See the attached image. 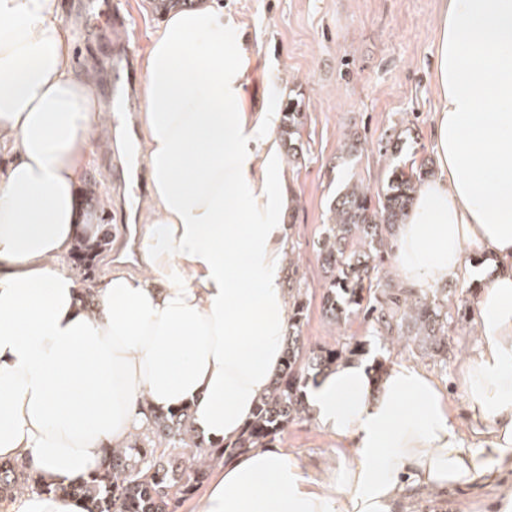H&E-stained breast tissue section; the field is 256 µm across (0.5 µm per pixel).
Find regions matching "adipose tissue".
I'll list each match as a JSON object with an SVG mask.
<instances>
[{"instance_id":"1","label":"adipose tissue","mask_w":512,"mask_h":512,"mask_svg":"<svg viewBox=\"0 0 512 512\" xmlns=\"http://www.w3.org/2000/svg\"><path fill=\"white\" fill-rule=\"evenodd\" d=\"M437 28V172L392 249L421 292L483 256L460 408L412 363H340L305 401L351 461L312 483L259 448L214 468L193 512H403L418 491L512 471V0H444ZM252 65L216 0L165 15L142 60L141 271L112 270L90 307L69 258L96 231L78 188L108 115L73 71L59 0H0V460L76 484L152 412L190 408L211 442L251 420L282 368L294 203L275 109L249 106Z\"/></svg>"}]
</instances>
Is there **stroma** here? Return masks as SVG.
Masks as SVG:
<instances>
[{"instance_id": "1", "label": "stroma", "mask_w": 512, "mask_h": 512, "mask_svg": "<svg viewBox=\"0 0 512 512\" xmlns=\"http://www.w3.org/2000/svg\"><path fill=\"white\" fill-rule=\"evenodd\" d=\"M64 20L71 29L86 26L92 37L75 45V68L89 76L105 67L116 30L105 20L85 21L76 15L80 0H61ZM251 48L257 66L247 79L255 109L282 105L291 95L304 102V124L299 159L288 160V181L295 201L285 222L291 234V258L308 290L307 320L303 334L311 344L334 347L356 336L369 342L364 363L417 364L443 385L458 376L462 352L477 350L476 311L448 321L453 351L447 366L420 357L415 348H393L374 336L369 324L354 319L338 328L321 310L324 272L313 248L323 224L328 223L329 203L349 176L377 186L384 179L389 156L380 143L393 131L402 133V156L435 166L431 116L437 96L433 65L437 37L436 18L441 0H223ZM358 136L362 152L355 166H347L344 144ZM107 132L97 135L100 161L85 173L79 188L84 212H100L105 176L112 167L104 162L110 153ZM278 444L306 478L315 480L324 469L348 463L344 448L324 438L314 420L289 427ZM488 491L478 485L446 496L420 494L413 512H452L453 504L471 503V512H484Z\"/></svg>"}]
</instances>
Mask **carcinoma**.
Returning <instances> with one entry per match:
<instances>
[{
	"label": "carcinoma",
	"instance_id": "obj_1",
	"mask_svg": "<svg viewBox=\"0 0 512 512\" xmlns=\"http://www.w3.org/2000/svg\"><path fill=\"white\" fill-rule=\"evenodd\" d=\"M303 100L288 97L278 136L288 154L299 155ZM432 173L427 165H389L385 180L373 192L348 182L330 204V223L316 242L325 281L324 316L338 326L361 317L390 344L414 346L423 358L441 365L448 360V290L421 294L392 283L391 242L403 223L417 186ZM112 225L101 224L93 238L77 241L71 263L84 278L97 271V260L111 244ZM290 324L281 374L256 407L252 421L237 440L207 442L196 432L190 409L153 415L145 432L112 449L101 467L78 486L41 483L16 461H0V499L25 492L82 497L87 512H179L203 484L209 465L257 448H268L288 426L309 417L304 396L309 384L341 361L359 360L367 343L350 337L336 348L314 346L303 336L308 292L288 289Z\"/></svg>",
	"mask_w": 512,
	"mask_h": 512
}]
</instances>
